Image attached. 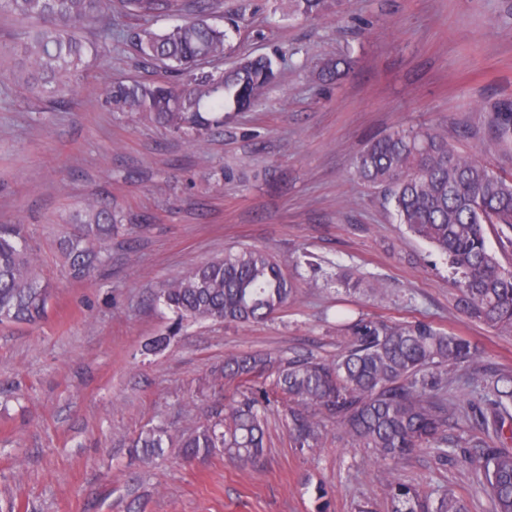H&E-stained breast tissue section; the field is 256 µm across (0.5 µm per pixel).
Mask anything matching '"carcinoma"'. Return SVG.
I'll list each match as a JSON object with an SVG mask.
<instances>
[{"label":"carcinoma","mask_w":512,"mask_h":512,"mask_svg":"<svg viewBox=\"0 0 512 512\" xmlns=\"http://www.w3.org/2000/svg\"><path fill=\"white\" fill-rule=\"evenodd\" d=\"M171 0H122L136 16L170 6ZM198 15L166 30L139 27L127 35L141 57L182 76L180 83L128 82L114 78L105 103L117 112H138L191 142L224 127V114L253 107L277 77L268 57L242 58L222 73L198 65L221 58L226 31L208 22L209 0H196ZM339 0H288L289 15L329 16ZM112 9V0H0L6 12L29 22L13 47L17 78L37 99L62 98L97 52L81 30ZM331 59L322 76L332 80L349 68ZM493 145H512V100L495 105ZM354 176L387 191L398 223L448 260L456 306L470 320L512 335V266L487 243L494 231L501 249L512 247V179L464 157L448 136L433 128H396L369 142L355 157ZM56 252L68 276L87 281L105 267L118 229L112 208L91 203L73 218ZM296 284L269 250L244 247L203 262L159 290V301L186 321L255 323L294 300ZM53 286L38 271L25 224H0V324H34L47 315ZM350 339L331 362L293 357L277 362L253 353L224 358L220 377L245 388L240 400L211 410L201 423L174 437L163 424L143 429L133 453L159 456L177 447L186 458L222 453L243 464L259 460L267 445L265 416L271 391L288 398L290 438L296 448H315L321 417L342 424L354 440L392 466L416 449L448 456L446 432L456 414L442 390L451 370L464 368L474 385L471 418L481 436L457 461L474 475L476 490L494 512H512V371L481 362L462 336L425 321L388 323L359 317L345 323ZM391 512H468L451 491L422 499L393 476L387 483Z\"/></svg>","instance_id":"cac0c4a2"}]
</instances>
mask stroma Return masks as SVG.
Returning <instances> with one entry per match:
<instances>
[{"label": "stroma", "instance_id": "obj_1", "mask_svg": "<svg viewBox=\"0 0 512 512\" xmlns=\"http://www.w3.org/2000/svg\"><path fill=\"white\" fill-rule=\"evenodd\" d=\"M188 12L189 0H178L167 15L135 17L114 0L103 22L83 29L98 52L60 102L32 99L13 81L9 48L26 24L0 13V224L28 225L39 271L55 287L44 320L0 326V512H389L386 463L332 420L319 447H294L282 402L267 414V447L254 464L171 450L135 459L128 443L151 424L178 431L239 399L213 375L226 355L330 359L345 343L337 322L361 314L430 322L512 370V335L460 312L445 258L353 176L368 141L411 126L447 132L461 154L512 176V151L487 147L491 105L512 98V0H343L336 15L308 19L289 16L286 0H217L211 23L231 16L237 29L204 70L267 56L280 74L257 106L201 142L102 106L105 78L175 81L125 34ZM340 57L351 68L322 80L323 63ZM95 199L122 227L108 266L72 282L55 241L72 211ZM250 246L280 257L296 299L264 322L172 330L159 288ZM342 272L374 277L379 289L345 293ZM166 333L168 347L143 352ZM444 393L460 417L448 437L466 441L478 432L464 417L466 372L449 373ZM398 475L421 495L450 490L468 512H492L455 456L417 450Z\"/></svg>", "mask_w": 512, "mask_h": 512}]
</instances>
